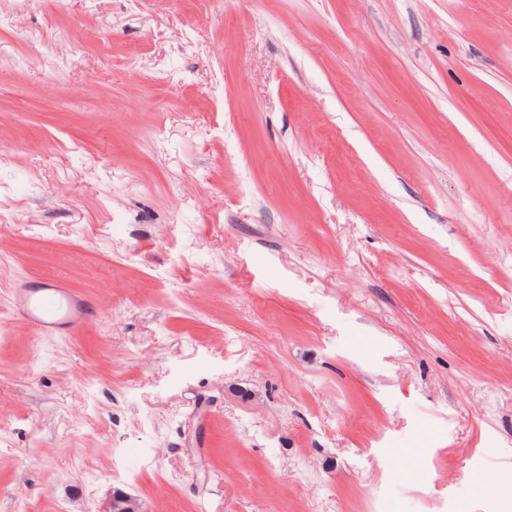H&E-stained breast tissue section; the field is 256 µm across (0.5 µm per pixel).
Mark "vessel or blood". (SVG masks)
<instances>
[{"instance_id": "b4317fda", "label": "vessel or blood", "mask_w": 512, "mask_h": 512, "mask_svg": "<svg viewBox=\"0 0 512 512\" xmlns=\"http://www.w3.org/2000/svg\"><path fill=\"white\" fill-rule=\"evenodd\" d=\"M18 310L40 333L72 328L92 312L84 299L58 282L35 287L20 296Z\"/></svg>"}]
</instances>
